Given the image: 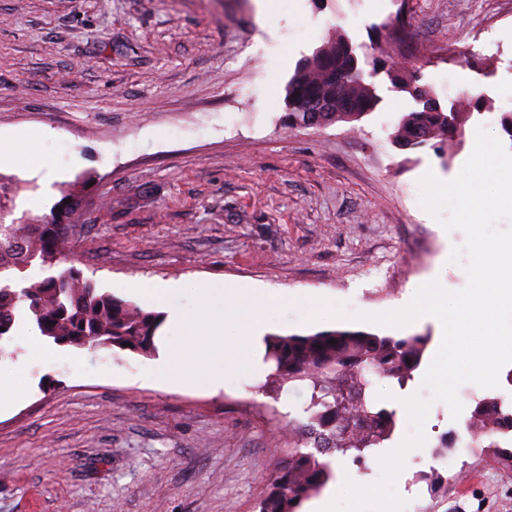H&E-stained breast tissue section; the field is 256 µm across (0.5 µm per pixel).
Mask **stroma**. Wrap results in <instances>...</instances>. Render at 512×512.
I'll return each mask as SVG.
<instances>
[{"label":"stroma","instance_id":"obj_1","mask_svg":"<svg viewBox=\"0 0 512 512\" xmlns=\"http://www.w3.org/2000/svg\"><path fill=\"white\" fill-rule=\"evenodd\" d=\"M400 9L402 43L386 26ZM336 35L413 60L441 106L482 90L462 143L395 147V123L418 104L383 75L361 121L284 126L298 62ZM510 110L512 0H0V181L13 200L1 218L80 192L68 258L138 305L144 280L179 283L168 301L182 308L200 281L269 290L272 332L310 334L329 327L304 320L312 291L380 313L435 279L463 289L450 254L464 235L420 207L418 181L455 178L480 127L512 150ZM34 130L56 179L7 161ZM33 329L18 316L0 357V387L16 396L0 409V512H254L306 389L260 393L262 373L166 388L145 378L148 357L57 345L20 377ZM454 425L433 403L396 483L405 512H512V471L489 457L447 500L416 482Z\"/></svg>","mask_w":512,"mask_h":512}]
</instances>
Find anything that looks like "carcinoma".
Here are the masks:
<instances>
[{"label":"carcinoma","mask_w":512,"mask_h":512,"mask_svg":"<svg viewBox=\"0 0 512 512\" xmlns=\"http://www.w3.org/2000/svg\"><path fill=\"white\" fill-rule=\"evenodd\" d=\"M385 74L395 88L412 92L417 70L402 69L373 59L364 73L353 46L342 36L330 39L301 61L288 81L286 105L348 104L354 112H322L323 126L358 121L375 111L381 98L375 78ZM393 143L439 150L453 142L448 113L421 108L402 116L395 124ZM71 199L64 212L50 213L26 224H0V341L10 336L17 314L26 312L39 335L68 347L119 349L150 354L165 321L162 312L146 311L97 287L75 267H67L27 286H19L9 272L33 261L56 266L71 240L73 225L65 216L73 212ZM431 336L418 334L396 338L366 331L322 330L314 334L267 336L265 360L273 363L268 375L281 389L285 385L310 392L304 419L288 423V461L269 478L266 494L255 512H300L303 503L335 478L332 457L349 456L363 464L366 453L385 447L397 427V410L376 403L371 387L387 379L399 389L413 380ZM469 426L484 436L475 440L474 457L490 455L503 469L512 471V444L494 439L512 433V413L495 398H482L469 417ZM472 464L443 474L434 469L418 475L434 498L448 499V486L469 473Z\"/></svg>","instance_id":"obj_1"}]
</instances>
